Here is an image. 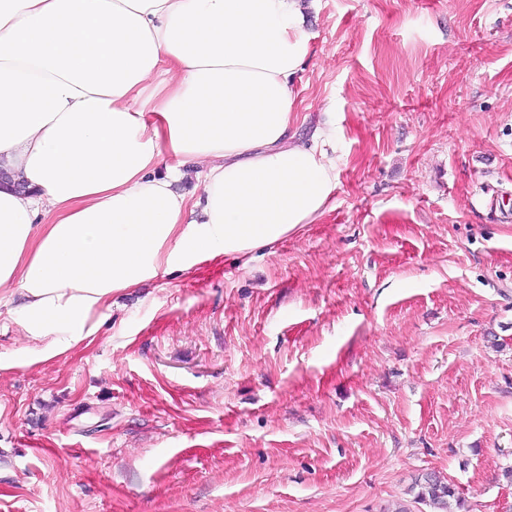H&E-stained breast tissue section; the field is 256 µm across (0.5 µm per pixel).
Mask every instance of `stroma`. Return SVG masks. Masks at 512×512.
Returning <instances> with one entry per match:
<instances>
[{
  "label": "stroma",
  "mask_w": 512,
  "mask_h": 512,
  "mask_svg": "<svg viewBox=\"0 0 512 512\" xmlns=\"http://www.w3.org/2000/svg\"><path fill=\"white\" fill-rule=\"evenodd\" d=\"M294 127L332 108L331 207L249 263L116 296L17 366L0 512H512V0H315ZM415 486L419 488L415 502L429 506L434 509L433 512H448V501L459 499L454 485L433 473L422 475L416 480Z\"/></svg>",
  "instance_id": "35a3bbf8"
}]
</instances>
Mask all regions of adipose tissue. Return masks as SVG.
<instances>
[{
  "label": "adipose tissue",
  "instance_id": "ef3b65f1",
  "mask_svg": "<svg viewBox=\"0 0 512 512\" xmlns=\"http://www.w3.org/2000/svg\"><path fill=\"white\" fill-rule=\"evenodd\" d=\"M305 0H0V307L38 359L114 295L250 260L323 215L331 112L295 140ZM199 196L176 190L187 173Z\"/></svg>",
  "mask_w": 512,
  "mask_h": 512
}]
</instances>
